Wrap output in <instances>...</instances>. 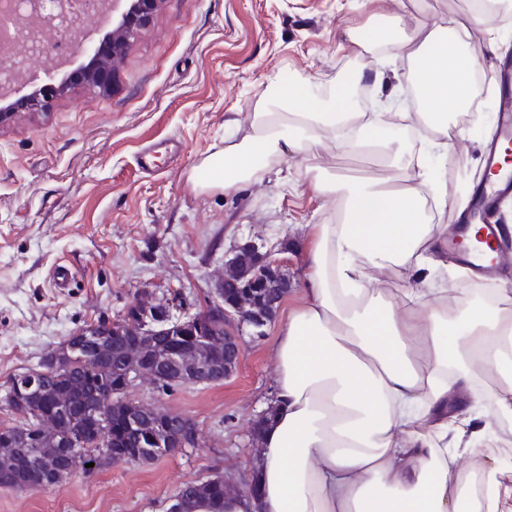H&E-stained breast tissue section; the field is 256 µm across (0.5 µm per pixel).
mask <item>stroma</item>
Returning <instances> with one entry per match:
<instances>
[{
  "label": "stroma",
  "mask_w": 512,
  "mask_h": 512,
  "mask_svg": "<svg viewBox=\"0 0 512 512\" xmlns=\"http://www.w3.org/2000/svg\"><path fill=\"white\" fill-rule=\"evenodd\" d=\"M468 10V0H410L404 23L428 27ZM395 11L393 0H162L108 87L67 86L48 107L0 124V393L73 331L120 319L142 290L181 292L197 311L225 254L248 241L281 248L294 278L283 304L299 303L308 227L339 218L335 198L309 181L385 176L383 160L328 144L275 159L228 193L201 187V163L250 134L271 77L325 97L360 65L405 70L407 50L377 60L352 43ZM471 41L496 74L512 59V21L474 26ZM496 123L493 113L471 126L465 115L450 118L449 134L465 138L462 163L436 166L449 197L481 179ZM60 265L70 271L62 288L52 279ZM277 329L245 335L238 370L224 382L128 390L132 401L191 418L199 447L79 471L49 491L0 487V512H165L187 480H244L256 460L251 426L274 388Z\"/></svg>",
  "instance_id": "stroma-1"
}]
</instances>
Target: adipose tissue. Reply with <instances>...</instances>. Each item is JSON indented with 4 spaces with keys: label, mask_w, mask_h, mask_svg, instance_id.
Listing matches in <instances>:
<instances>
[{
    "label": "adipose tissue",
    "mask_w": 512,
    "mask_h": 512,
    "mask_svg": "<svg viewBox=\"0 0 512 512\" xmlns=\"http://www.w3.org/2000/svg\"><path fill=\"white\" fill-rule=\"evenodd\" d=\"M477 16L456 15L426 34L400 19L378 25L372 44L409 51L407 81L416 98L401 113L429 151L453 147L448 117L473 101L481 66L470 41ZM385 72L359 69L320 98L305 83L270 79L251 133L208 158V188L233 190L261 176L268 160L317 150L323 143L385 156L392 178L319 177L313 190L335 196L341 217L311 227L304 295L280 321L273 413L261 433L258 497L231 494L224 512H512L483 432L463 443L455 423L475 374L498 369L512 346V293L496 302L469 296L449 302L437 281L448 253V227L428 209L466 211V195L448 198L438 179L392 137L385 113L357 112L352 86Z\"/></svg>",
    "instance_id": "adipose-tissue-1"
}]
</instances>
